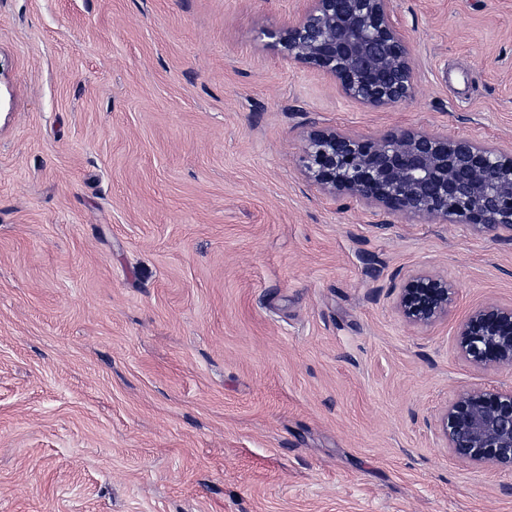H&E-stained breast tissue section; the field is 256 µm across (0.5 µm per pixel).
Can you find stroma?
I'll return each mask as SVG.
<instances>
[{
  "instance_id": "1",
  "label": "stroma",
  "mask_w": 512,
  "mask_h": 512,
  "mask_svg": "<svg viewBox=\"0 0 512 512\" xmlns=\"http://www.w3.org/2000/svg\"><path fill=\"white\" fill-rule=\"evenodd\" d=\"M306 0H0V512H512L439 420L512 244L302 174L315 125L512 146V0H394L389 108L283 61ZM427 269L457 299L408 325ZM456 289L448 277L429 271L416 272L400 285L396 308L413 327H428L445 316L455 303Z\"/></svg>"
}]
</instances>
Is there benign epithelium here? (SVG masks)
<instances>
[{
    "instance_id": "1",
    "label": "benign epithelium",
    "mask_w": 512,
    "mask_h": 512,
    "mask_svg": "<svg viewBox=\"0 0 512 512\" xmlns=\"http://www.w3.org/2000/svg\"><path fill=\"white\" fill-rule=\"evenodd\" d=\"M390 2L309 0L296 22L263 35L285 61L332 77L345 98L394 106L412 96L415 74ZM303 174L329 194L387 215L465 224L512 242V150L416 128L358 136L315 126L304 137ZM455 297L447 277L419 271L400 285L396 308L407 324L428 327L448 315ZM456 341L480 371L512 367V304L488 301L470 310ZM440 431L460 461L512 470V388L461 390Z\"/></svg>"
}]
</instances>
